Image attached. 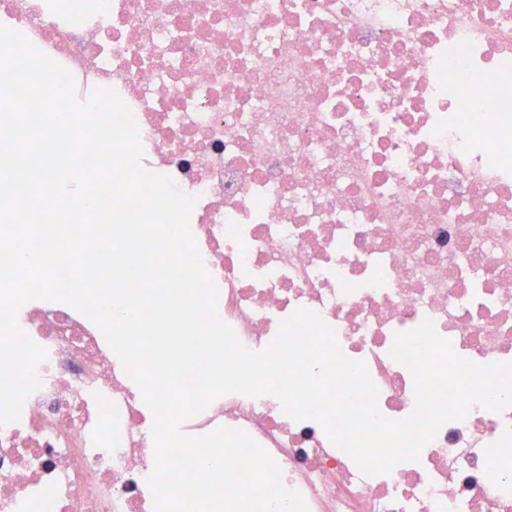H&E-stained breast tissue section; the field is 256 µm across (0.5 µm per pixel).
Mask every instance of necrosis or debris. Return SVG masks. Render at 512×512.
I'll list each match as a JSON object with an SVG mask.
<instances>
[{"mask_svg": "<svg viewBox=\"0 0 512 512\" xmlns=\"http://www.w3.org/2000/svg\"><path fill=\"white\" fill-rule=\"evenodd\" d=\"M115 92L140 165L197 198L217 313L252 351L296 309L363 364L377 410L416 408L396 334L432 320L474 364L512 363V0H0V20ZM21 330L47 352L0 424V512H154V415L104 335L63 302ZM246 432L308 512H512V404L473 402L417 460L369 475L271 395L183 424Z\"/></svg>", "mask_w": 512, "mask_h": 512, "instance_id": "obj_1", "label": "necrosis or debris"}]
</instances>
